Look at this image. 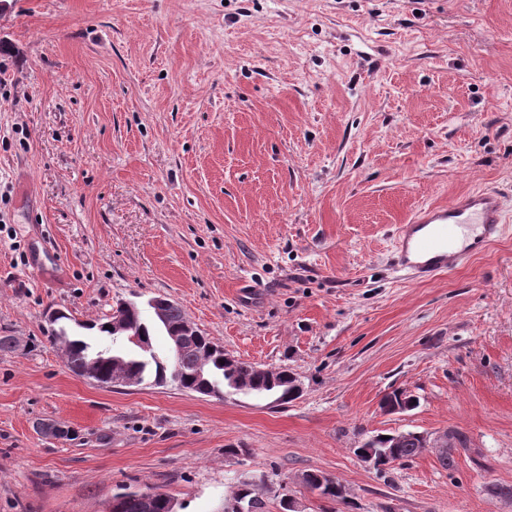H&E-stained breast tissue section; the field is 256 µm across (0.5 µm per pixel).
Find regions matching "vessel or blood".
Instances as JSON below:
<instances>
[{"label": "vessel or blood", "instance_id": "obj_1", "mask_svg": "<svg viewBox=\"0 0 512 512\" xmlns=\"http://www.w3.org/2000/svg\"><path fill=\"white\" fill-rule=\"evenodd\" d=\"M499 189L486 188L423 208L394 238L393 259L411 278L428 281L455 270L503 230Z\"/></svg>", "mask_w": 512, "mask_h": 512}]
</instances>
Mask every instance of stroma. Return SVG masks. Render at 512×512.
Here are the masks:
<instances>
[{
  "label": "stroma",
  "mask_w": 512,
  "mask_h": 512,
  "mask_svg": "<svg viewBox=\"0 0 512 512\" xmlns=\"http://www.w3.org/2000/svg\"><path fill=\"white\" fill-rule=\"evenodd\" d=\"M0 77V512H221L244 481L266 512H512V199L462 268L392 263L416 210L512 192V0H7ZM155 296L300 397L69 370L49 312L98 349ZM396 388L418 406L384 413ZM450 429V469L354 453ZM303 478L306 481L317 484L316 486L320 490V495L326 499L344 501L346 498L341 491L342 485L329 476L312 471L304 474ZM145 497H149L152 503L151 512H169V504L172 498L159 491H131L116 494L112 503L111 512H144Z\"/></svg>",
  "instance_id": "1"
}]
</instances>
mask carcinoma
Returning a JSON list of instances; mask_svg holds the SVG:
<instances>
[{
  "label": "carcinoma",
  "mask_w": 512,
  "mask_h": 512,
  "mask_svg": "<svg viewBox=\"0 0 512 512\" xmlns=\"http://www.w3.org/2000/svg\"><path fill=\"white\" fill-rule=\"evenodd\" d=\"M111 317L97 324L99 332L107 339L109 348L89 357V346L83 340L72 338L64 345L68 368L80 375L89 363L95 364L100 374L99 381L108 382L112 376L123 374L143 384L147 381L158 386L173 385L204 396L219 395L225 389L244 390L254 396L270 398L276 402L289 401L292 372L286 369L259 370L253 363L236 361L228 367L224 353L208 351L210 341L204 334L186 337L181 350L159 356L151 349L154 330L170 335L185 321L180 306L167 308L165 321L153 317L145 319L138 305L130 308L127 333L115 334L108 327ZM138 337V343L129 344L127 335ZM398 439H387L385 460L377 468L379 472L395 469V466L412 459L423 448L422 439L412 431L397 433ZM304 479L317 484L320 495L333 501H343L342 485L322 473L308 472ZM150 498L152 512H169L172 498L159 491H131L113 497L112 512H144V498ZM233 499L251 507L250 512H264L265 503L259 498L251 484L244 483L234 493Z\"/></svg>",
  "instance_id": "cac0c4a2"
}]
</instances>
